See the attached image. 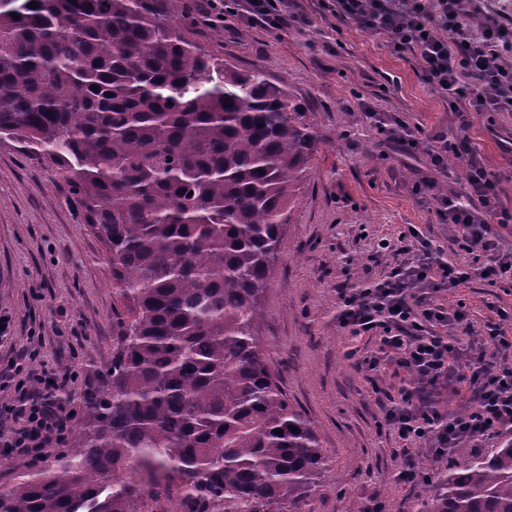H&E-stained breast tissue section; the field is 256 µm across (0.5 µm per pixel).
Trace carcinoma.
<instances>
[{"label": "carcinoma", "mask_w": 512, "mask_h": 512, "mask_svg": "<svg viewBox=\"0 0 512 512\" xmlns=\"http://www.w3.org/2000/svg\"><path fill=\"white\" fill-rule=\"evenodd\" d=\"M186 27L165 0H0V133L58 166L123 302L107 389L0 512H132L174 487L185 512H303L325 466L258 335L316 133ZM446 470L420 512H512V441Z\"/></svg>", "instance_id": "carcinoma-1"}]
</instances>
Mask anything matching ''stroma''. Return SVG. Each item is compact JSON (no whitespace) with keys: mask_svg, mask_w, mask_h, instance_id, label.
<instances>
[{"mask_svg":"<svg viewBox=\"0 0 512 512\" xmlns=\"http://www.w3.org/2000/svg\"><path fill=\"white\" fill-rule=\"evenodd\" d=\"M299 0L308 24L283 30L227 19L210 22V0H170L187 14L189 40L244 69H262L303 102L316 131L314 172L302 185L261 300L259 335L290 402L313 424L327 465L308 501L309 512H417L433 483L398 480L400 444L382 418L388 373L369 374L366 359L378 338H355L339 328V289L383 281L401 258L379 250L415 228L442 251L443 262L471 266L440 222L434 205L420 204L415 185L435 177L448 194L467 191L466 168L456 158L433 172L426 155L389 147L364 116L405 121L416 137L443 132L467 137L487 172L497 178L500 200L512 209V113L472 115L461 127L448 102L425 81L411 53L398 54L380 35L365 33ZM436 304L463 305L472 336L483 339L497 309L512 312V279L473 277L455 291L441 290ZM112 267L105 246L71 202L49 156L0 135V314L10 323L0 337V433L17 428L8 409L36 378L70 371L59 392L77 406L100 385L112 362Z\"/></svg>","mask_w":512,"mask_h":512,"instance_id":"35a3bbf8","label":"stroma"}]
</instances>
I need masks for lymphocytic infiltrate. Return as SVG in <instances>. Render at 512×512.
<instances>
[{"instance_id": "obj_1", "label": "lymphocytic infiltrate", "mask_w": 512, "mask_h": 512, "mask_svg": "<svg viewBox=\"0 0 512 512\" xmlns=\"http://www.w3.org/2000/svg\"><path fill=\"white\" fill-rule=\"evenodd\" d=\"M297 0H225L222 13L281 29L300 21ZM333 17L361 31L384 35L394 52H411L425 80L456 111L512 112V17L482 10L479 0H323ZM365 116L387 142L401 152L425 150L432 169L444 171L449 157L464 161L466 197L441 193L435 180L417 187L422 201L436 202L444 224L457 226L469 253L487 257L488 277L512 274V251L502 248L497 225L512 224V211L498 203V182L487 173L468 139L455 142L432 137L422 145L400 119L384 121L376 112ZM407 259L388 279L355 292L339 291L340 323L353 336L379 337L380 356L369 370L393 369L400 385L387 393L383 420L402 444L401 481L426 484L430 470L413 455L425 446L433 459L452 458L462 444L512 431V336L494 327L484 351L467 355L463 338L470 324L462 308L435 304L441 287L466 283L470 269L439 261L427 241L401 246ZM449 335H442V328ZM455 395L456 408L446 407L442 392ZM14 431L5 447L39 458L47 448L64 443L73 417L49 395L31 400L22 395Z\"/></svg>"}]
</instances>
